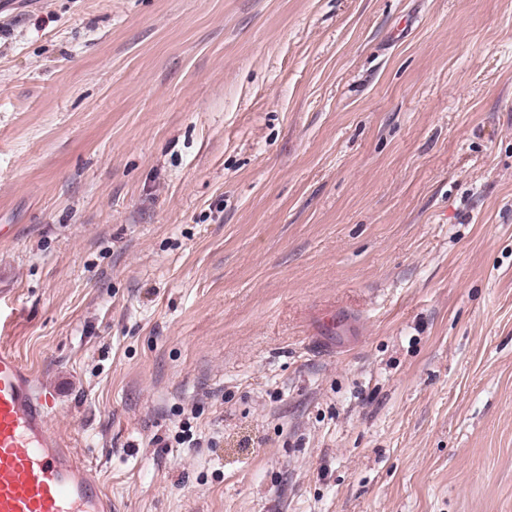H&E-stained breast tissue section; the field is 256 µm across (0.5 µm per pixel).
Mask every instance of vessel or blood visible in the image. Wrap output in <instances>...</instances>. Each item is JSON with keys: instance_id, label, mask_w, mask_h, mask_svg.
Listing matches in <instances>:
<instances>
[{"instance_id": "b4317fda", "label": "vessel or blood", "mask_w": 512, "mask_h": 512, "mask_svg": "<svg viewBox=\"0 0 512 512\" xmlns=\"http://www.w3.org/2000/svg\"><path fill=\"white\" fill-rule=\"evenodd\" d=\"M348 311L326 310L308 347L331 354L357 335ZM51 390L10 348L0 346V512H112L94 472L68 435L52 431Z\"/></svg>"}]
</instances>
